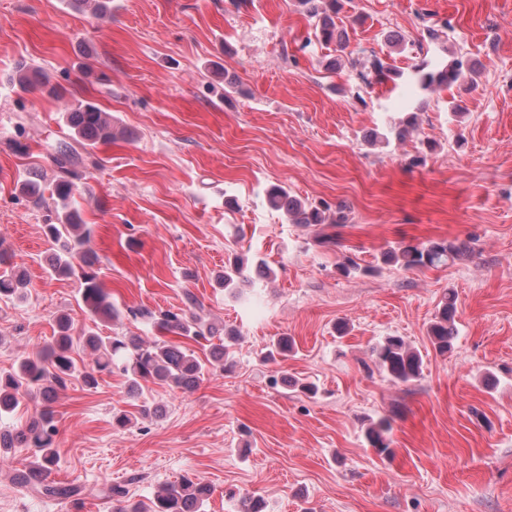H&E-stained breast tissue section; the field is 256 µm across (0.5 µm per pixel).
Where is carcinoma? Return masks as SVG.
Masks as SVG:
<instances>
[{
  "instance_id": "carcinoma-1",
  "label": "carcinoma",
  "mask_w": 512,
  "mask_h": 512,
  "mask_svg": "<svg viewBox=\"0 0 512 512\" xmlns=\"http://www.w3.org/2000/svg\"><path fill=\"white\" fill-rule=\"evenodd\" d=\"M72 2L79 11L89 10L103 15L109 12L112 0ZM349 2L350 0H300L305 15L315 23L314 38L306 39L304 46H310L314 40L325 45H335V51L339 55L334 58V65L338 67L342 65V54L349 44V35L341 17ZM349 63L353 66L362 64L359 77L368 86L402 77V72L396 66L375 54L362 63L354 58ZM471 71L473 65L460 55L442 67H432L424 60L416 63L412 66L411 79L421 89L433 92L459 83ZM17 83L24 90L36 87L51 98L64 100L57 86L45 78L30 76L23 68L18 70ZM423 109L424 106L420 105L417 111L406 112L397 117L388 123L383 133H371V143H387L391 136L403 138L417 125L418 112ZM64 117L74 134L91 147L99 142H110L116 136L112 116L94 103L81 102L74 108L66 104ZM17 185L20 192L32 199L36 206L44 201L45 191L49 190L55 196L56 223L45 225L46 235L60 246V250L51 260L52 272L59 277H74L79 280L81 301L92 313L106 318L114 317L116 310L98 281L97 260L85 250L90 239V229L76 206L75 184L68 177L59 176L51 185L45 186L23 175L19 177ZM265 202L271 210L285 211L295 224L338 226L348 220L345 205L336 204V209L332 212L326 206H313L291 196L282 186H273L267 190ZM470 252L471 248L465 243L438 238L390 247L381 253V262L404 271H421L444 266ZM248 281L250 277L246 274L243 263L239 261L224 267L220 285L234 288L238 283ZM26 284L23 273L16 268L11 266L0 271V297L21 296ZM187 300L188 311L181 314L149 310H138L136 314L146 319L151 327L163 335L184 336L196 341L209 340L214 335L213 327L203 322L194 312L197 306L194 297L189 295ZM456 316V298L450 293L440 302L429 328L431 343L441 354L447 353L453 346L457 335ZM56 323L57 336L36 356L22 359L10 371H0V418L13 413L20 404V397L34 389L40 392L43 401L47 403L38 420L25 431L14 434L0 430V457L18 445L38 449L40 460L19 473L18 478L32 490L45 496L68 498L76 495V491L70 488L49 485L42 480L43 473L54 466L58 459L54 448L56 418L50 403L55 400L58 391L67 388L71 380H80L84 386L95 388L100 375H110L117 370L126 378L128 389L132 392L138 391L144 382L191 390L199 385L209 369L224 370L232 366L229 361L230 342L236 340L232 335L227 336L228 342L213 345L210 357L204 362L194 354L187 353L181 346L163 339L148 342L138 335L103 337L93 331L75 337L71 334V319L68 315H58ZM79 347L95 354L94 366L89 371L82 370L77 365L74 353ZM371 352L379 370L393 383H409L422 375L423 360L420 353L410 348L399 336L385 337L372 346ZM292 353V341L283 336L272 345L268 358L286 360ZM390 430L391 420L387 417L371 422L365 430V439L369 446L382 456L393 454L388 438ZM211 494L212 489L208 484L186 474L163 485L150 501V505L129 502L119 512H203Z\"/></svg>"
}]
</instances>
